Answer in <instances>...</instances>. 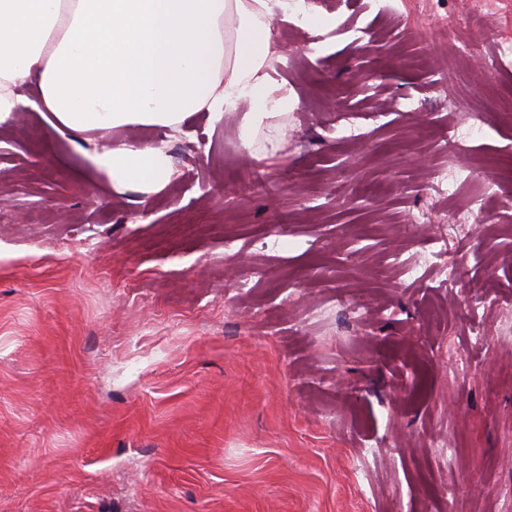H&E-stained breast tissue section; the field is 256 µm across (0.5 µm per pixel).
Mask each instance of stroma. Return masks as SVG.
<instances>
[{"mask_svg": "<svg viewBox=\"0 0 512 512\" xmlns=\"http://www.w3.org/2000/svg\"><path fill=\"white\" fill-rule=\"evenodd\" d=\"M468 2L272 20L296 104L250 147L239 111L0 125V512H512V0ZM117 141L165 186L84 169ZM90 169L108 174L112 189L120 193L127 186L160 189L170 178L172 168L165 152L151 145H134L115 142L92 151L80 150Z\"/></svg>", "mask_w": 512, "mask_h": 512, "instance_id": "stroma-1", "label": "stroma"}]
</instances>
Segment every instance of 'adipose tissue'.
Returning a JSON list of instances; mask_svg holds the SVG:
<instances>
[{"instance_id":"ef3b65f1","label":"adipose tissue","mask_w":512,"mask_h":512,"mask_svg":"<svg viewBox=\"0 0 512 512\" xmlns=\"http://www.w3.org/2000/svg\"><path fill=\"white\" fill-rule=\"evenodd\" d=\"M297 10L290 0H0V124L27 108L19 90L34 85L58 132L175 128L190 113L219 121L246 104L251 134L293 102L270 77L269 20ZM83 157L117 192L161 188L172 172L151 145Z\"/></svg>"}]
</instances>
